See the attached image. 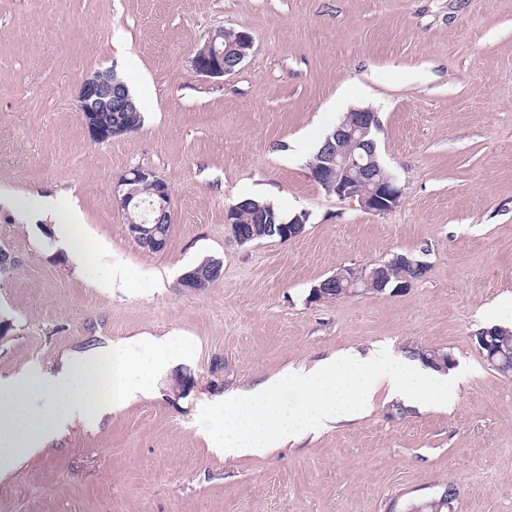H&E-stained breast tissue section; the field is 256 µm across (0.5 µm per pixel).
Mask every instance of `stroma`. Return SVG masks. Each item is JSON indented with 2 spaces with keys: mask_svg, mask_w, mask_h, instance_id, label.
Returning a JSON list of instances; mask_svg holds the SVG:
<instances>
[{
  "mask_svg": "<svg viewBox=\"0 0 512 512\" xmlns=\"http://www.w3.org/2000/svg\"><path fill=\"white\" fill-rule=\"evenodd\" d=\"M248 32L235 74L191 60L216 30ZM112 68L135 131L93 142L77 94ZM369 108L402 190L376 214L327 193L307 163ZM143 166L171 190L164 250L132 239L113 188ZM62 193L97 259L76 264L45 221L0 204V377L144 336L188 356L96 427L72 422L0 479V512H406L454 483L456 512H512V377L473 337L512 326V0H0V194ZM307 212L303 234L239 246L230 205ZM421 255L403 294L311 301L339 267ZM223 262L212 286L179 279ZM441 348L452 408L374 410L262 457H224L206 405L349 349Z\"/></svg>",
  "mask_w": 512,
  "mask_h": 512,
  "instance_id": "stroma-1",
  "label": "stroma"
}]
</instances>
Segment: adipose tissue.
<instances>
[{
    "mask_svg": "<svg viewBox=\"0 0 512 512\" xmlns=\"http://www.w3.org/2000/svg\"><path fill=\"white\" fill-rule=\"evenodd\" d=\"M16 206L51 220L54 232L79 261L93 260V253L79 242V214L73 211L59 220L60 198L33 196ZM147 344L156 353L147 367L121 349L106 354L91 350L71 357L56 371L32 367L0 379V478L45 446L67 422L77 418L95 423L143 393L142 371L158 374L174 361L168 340L151 338ZM382 389L406 407H448L457 398L452 372L417 359L397 363L383 350L367 356L346 351L248 391L226 394L212 418L213 446L228 456L265 455L335 421L368 415Z\"/></svg>",
    "mask_w": 512,
    "mask_h": 512,
    "instance_id": "adipose-tissue-1",
    "label": "adipose tissue"
}]
</instances>
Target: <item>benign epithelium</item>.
<instances>
[{
	"label": "benign epithelium",
	"mask_w": 512,
	"mask_h": 512,
	"mask_svg": "<svg viewBox=\"0 0 512 512\" xmlns=\"http://www.w3.org/2000/svg\"><path fill=\"white\" fill-rule=\"evenodd\" d=\"M223 31L213 34L192 57L194 71L204 77L220 78L235 73L253 53L254 42L247 32L224 49L218 42ZM78 107L90 138L105 142L131 132L133 101L126 86L115 79L113 71H96L80 84ZM380 127L378 114L368 110H353L327 137L319 170L311 177L330 194L340 199L358 202L368 212L384 213L394 208L400 199L401 189L396 177L381 163L374 132ZM145 190L150 198H141ZM115 201L123 211L133 237L147 247L161 251L166 247L165 234L156 230L158 224L170 223L171 193L168 183L150 169L136 167L128 170L117 181ZM237 206H230L225 224L232 239L240 246L248 245L259 237L260 228L253 224L236 223ZM20 263L19 258L7 249H0V276L10 275ZM393 264L408 270L393 288V293L409 290L415 280L413 273L423 263L403 256H395ZM221 261L208 274L201 276L190 270L184 273L179 285L197 291L207 286L210 279L219 275ZM388 273L384 267L350 265L339 268L333 275L311 289V299L317 301L328 292L341 289L347 295H364L373 284L385 285ZM480 347L489 363L501 370L512 366V346L498 339L487 329L479 332Z\"/></svg>",
	"instance_id": "1"
}]
</instances>
